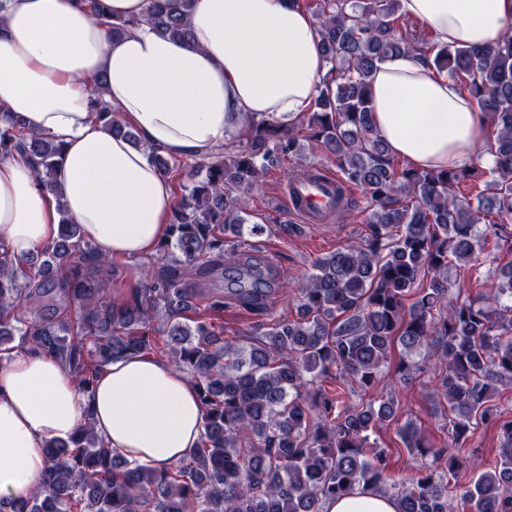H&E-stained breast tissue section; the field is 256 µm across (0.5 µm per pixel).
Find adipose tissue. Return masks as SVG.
Instances as JSON below:
<instances>
[{
    "label": "adipose tissue",
    "mask_w": 512,
    "mask_h": 512,
    "mask_svg": "<svg viewBox=\"0 0 512 512\" xmlns=\"http://www.w3.org/2000/svg\"><path fill=\"white\" fill-rule=\"evenodd\" d=\"M129 26L114 34L83 0H0V111L63 147L51 185L29 155L0 156V244L23 257L53 242L61 214L114 261L152 255L170 232L177 190L148 152L208 158L252 114L291 122L310 110L327 64L319 23L300 0H167L189 39L146 23L149 0H105ZM434 45L480 48L512 34V0H400ZM144 147L106 131L92 84ZM370 107L390 155L417 169L481 161L487 124L447 71L419 53L380 64ZM92 416L106 445L155 470L200 443L201 404L187 376L150 355L113 361L83 391L53 356L0 362V497L20 503L39 483L46 446ZM393 497L359 488L323 512H397Z\"/></svg>",
    "instance_id": "obj_1"
}]
</instances>
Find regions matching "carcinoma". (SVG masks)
Here are the masks:
<instances>
[{"label":"carcinoma","mask_w":512,"mask_h":512,"mask_svg":"<svg viewBox=\"0 0 512 512\" xmlns=\"http://www.w3.org/2000/svg\"><path fill=\"white\" fill-rule=\"evenodd\" d=\"M113 33L126 22L87 0ZM328 64L313 108L288 123L252 116L207 162L187 169L157 151L149 158L181 192L161 262L146 284L116 306L102 256L72 223L63 203L57 239L28 257L0 245V360L17 351L58 356L79 385L93 388L106 364L139 353L168 355L198 389L201 444L157 471L109 448L85 423L68 440L46 447L41 488L20 507L0 512H322L324 502L371 487L398 512H512V421L493 403L498 384L512 382V35L485 48L427 51L428 39L399 35L400 0H314ZM146 22L160 34L187 37L163 0H150ZM422 52L448 71L493 127L490 179L475 199L458 194L475 168L417 170L400 166L377 136L367 91L386 60ZM112 133L142 146L132 127L106 103L96 110ZM307 150L331 155L342 191L358 188L363 203L340 197L338 216L356 210L368 232L359 242L316 260L298 288L297 317L268 325L246 345L224 340V296L258 316L267 313L276 276L254 253L230 246L260 236L241 196L261 177ZM36 159L51 184L62 148L0 116V155ZM495 239L490 250L488 238ZM492 266L495 287L462 295L452 269L480 280ZM225 268L226 295L187 282ZM412 303H407L410 296ZM405 382L429 363L442 365L436 394L448 404L449 448H435L416 425L399 436L426 461L392 475L371 433L398 410L394 381H385L390 352ZM386 398L355 403V390L380 384ZM501 433L499 460L485 469L458 455L478 424ZM472 473L466 484L459 470Z\"/></svg>","instance_id":"1"}]
</instances>
